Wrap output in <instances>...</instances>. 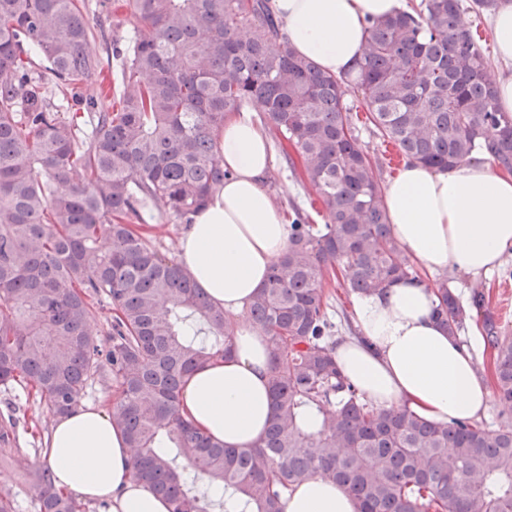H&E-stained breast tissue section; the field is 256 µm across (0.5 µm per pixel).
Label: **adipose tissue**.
Instances as JSON below:
<instances>
[{
  "label": "adipose tissue",
  "instance_id": "1",
  "mask_svg": "<svg viewBox=\"0 0 512 512\" xmlns=\"http://www.w3.org/2000/svg\"><path fill=\"white\" fill-rule=\"evenodd\" d=\"M402 0H272V10L296 51L340 75L359 56L368 21L396 13ZM220 159L230 172L193 217L179 242V263L210 302L241 317L267 283L273 261L289 244L288 226L262 178L268 138L250 110L227 117ZM392 234L423 271L447 268L479 275L498 267L512 247V176L481 159L452 172L404 166L386 185ZM436 298L424 281H398L354 301L358 335L333 356L343 375L382 409L409 406L447 424L476 419L490 408L491 390L471 352L437 324ZM271 362L264 336L241 320L232 356L195 370L179 409L204 434L232 448H251L273 416ZM57 487L109 512H169L133 476L135 450L106 409L81 405L60 416L45 441ZM284 512H357L353 497L314 476L289 492Z\"/></svg>",
  "mask_w": 512,
  "mask_h": 512
}]
</instances>
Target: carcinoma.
I'll use <instances>...</instances> for the list:
<instances>
[{
	"mask_svg": "<svg viewBox=\"0 0 512 512\" xmlns=\"http://www.w3.org/2000/svg\"><path fill=\"white\" fill-rule=\"evenodd\" d=\"M497 2L420 0L368 23L356 85L404 162L449 172L480 154L512 173V114L498 106L490 56L466 19ZM126 5L134 23L114 40L124 43L114 104L103 86L81 93L103 69L81 0H0V386L35 392L58 416L110 376L134 477L172 512H212L200 473L224 487V512H282L288 491L314 476L344 487L358 512H512L511 418L490 432L379 409L333 356L329 273L355 295L418 278L346 104L349 76L298 55L267 0ZM244 106L291 148L325 212L323 224L300 215L288 226V251L245 312L268 337L274 399L267 435L248 451L178 410L185 376L233 353V317L135 230L150 210L191 223L228 175L219 132ZM432 286L448 335L481 324L494 396L512 408V333L489 295L477 285L465 305L448 279ZM102 298L115 311L107 346L91 327ZM31 484L39 512H82L49 469Z\"/></svg>",
	"mask_w": 512,
	"mask_h": 512,
	"instance_id": "1",
	"label": "carcinoma"
}]
</instances>
